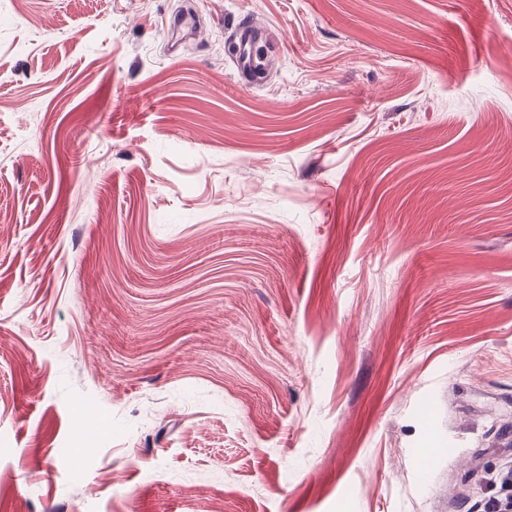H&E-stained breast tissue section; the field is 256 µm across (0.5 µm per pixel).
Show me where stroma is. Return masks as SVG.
Returning <instances> with one entry per match:
<instances>
[{"mask_svg": "<svg viewBox=\"0 0 512 512\" xmlns=\"http://www.w3.org/2000/svg\"><path fill=\"white\" fill-rule=\"evenodd\" d=\"M510 58L512 0H0V512L511 500ZM235 44L238 47V55L232 60L237 79L241 83H250V58L248 49L257 40L260 30L252 20L240 21L230 28Z\"/></svg>", "mask_w": 512, "mask_h": 512, "instance_id": "obj_1", "label": "stroma"}]
</instances>
